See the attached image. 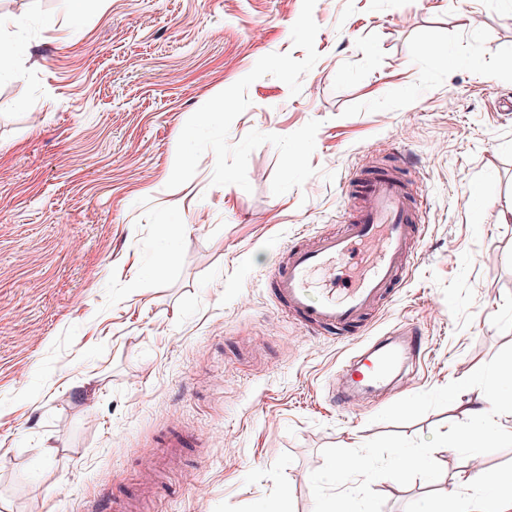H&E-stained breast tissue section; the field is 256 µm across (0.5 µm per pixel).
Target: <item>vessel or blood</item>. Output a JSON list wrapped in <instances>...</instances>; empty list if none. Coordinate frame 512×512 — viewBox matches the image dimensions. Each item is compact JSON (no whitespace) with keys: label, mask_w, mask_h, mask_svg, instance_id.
I'll return each mask as SVG.
<instances>
[{"label":"vessel or blood","mask_w":512,"mask_h":512,"mask_svg":"<svg viewBox=\"0 0 512 512\" xmlns=\"http://www.w3.org/2000/svg\"><path fill=\"white\" fill-rule=\"evenodd\" d=\"M353 190L361 204L351 209L343 231L300 234L269 281L275 299L309 331L340 340L365 337L372 311L397 293L421 223L412 186L391 172L366 175ZM353 257L360 260L359 276L336 287L337 266ZM423 344L413 329L367 340L339 368L332 399L345 408L372 401L384 389L410 387Z\"/></svg>","instance_id":"b4317fda"}]
</instances>
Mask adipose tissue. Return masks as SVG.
<instances>
[{"mask_svg": "<svg viewBox=\"0 0 512 512\" xmlns=\"http://www.w3.org/2000/svg\"><path fill=\"white\" fill-rule=\"evenodd\" d=\"M500 390L499 382L487 385L480 402L469 410L470 416L478 423L477 428L454 436L449 442L450 447H487L492 433L484 429L482 423L491 418ZM461 483L472 487V494L452 493L438 503L419 500L413 504L411 512H512V483H502L497 477L477 471L465 473Z\"/></svg>", "mask_w": 512, "mask_h": 512, "instance_id": "1", "label": "adipose tissue"}]
</instances>
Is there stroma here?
I'll return each instance as SVG.
<instances>
[{"label":"stroma","mask_w":512,"mask_h":512,"mask_svg":"<svg viewBox=\"0 0 512 512\" xmlns=\"http://www.w3.org/2000/svg\"><path fill=\"white\" fill-rule=\"evenodd\" d=\"M301 7L90 0L76 19L0 0L30 55L0 81V512H90L104 485L136 490L173 430L190 444L143 512H253L283 490L287 512L341 492L408 512L476 465L512 480V388L479 458L446 447L512 374V0H316L300 93L256 80L228 136L318 120L315 175L273 195L266 143L250 189L213 185L209 151L168 188L199 107L264 55L304 58ZM374 163L417 178L425 231L370 333L414 324L428 344L410 389L342 410L328 389L359 341L308 334L267 278L300 233L345 222V186ZM394 447L434 477L395 481ZM343 448L371 454L376 483L321 481ZM500 390L499 382L493 381L488 384L484 396L480 399V403L468 410L469 415L478 422L491 419Z\"/></svg>","instance_id":"35a3bbf8"}]
</instances>
